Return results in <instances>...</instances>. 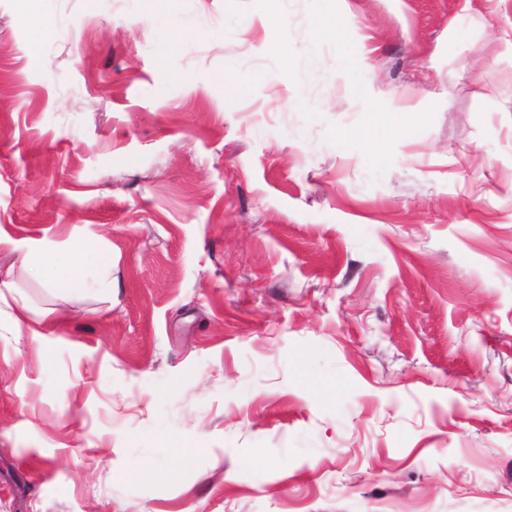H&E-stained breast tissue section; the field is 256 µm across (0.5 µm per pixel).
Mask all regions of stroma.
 Here are the masks:
<instances>
[{"mask_svg":"<svg viewBox=\"0 0 512 512\" xmlns=\"http://www.w3.org/2000/svg\"><path fill=\"white\" fill-rule=\"evenodd\" d=\"M336 7L0 0V512H512V0ZM375 122L370 129L360 127L352 129L340 134L337 137V143L340 149L344 150L349 148L352 144H373L380 146L390 131V125L386 112H374ZM0 247H8L21 253L20 263L36 274L49 288H69L76 279L88 255L97 258L100 264L112 268V259L98 252L95 246L86 241H74L66 247L56 244H43L26 248L0 230Z\"/></svg>","mask_w":512,"mask_h":512,"instance_id":"stroma-1","label":"stroma"}]
</instances>
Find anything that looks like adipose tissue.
Wrapping results in <instances>:
<instances>
[{"label":"adipose tissue","instance_id":"obj_1","mask_svg":"<svg viewBox=\"0 0 512 512\" xmlns=\"http://www.w3.org/2000/svg\"><path fill=\"white\" fill-rule=\"evenodd\" d=\"M0 247L20 251V263L34 270L51 288H67L76 279L87 256H95L100 264L111 266V258L96 250L92 243L74 241L68 246L43 244L34 248L20 249L18 243L0 232Z\"/></svg>","mask_w":512,"mask_h":512}]
</instances>
